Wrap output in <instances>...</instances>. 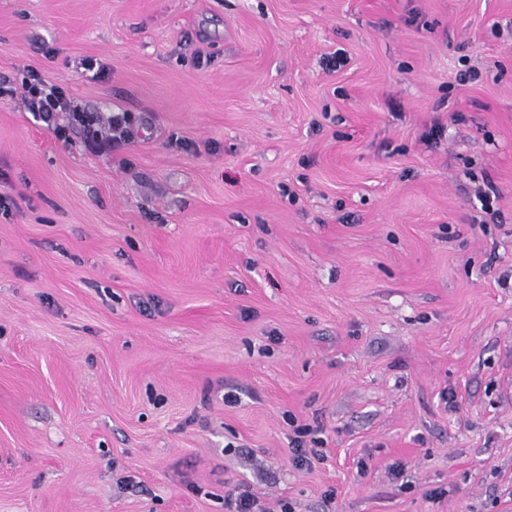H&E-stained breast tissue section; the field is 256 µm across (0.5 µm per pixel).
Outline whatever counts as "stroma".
<instances>
[{
  "mask_svg": "<svg viewBox=\"0 0 512 512\" xmlns=\"http://www.w3.org/2000/svg\"><path fill=\"white\" fill-rule=\"evenodd\" d=\"M31 69L135 124L0 98V512H512V0H0ZM21 88L25 110L56 139L67 141L69 133L79 128L92 141L112 142V146L128 143L135 122L132 112L112 111L106 117L101 112H85L63 87L48 84L33 70L22 79ZM307 431L308 430L304 428L296 429L294 433L297 434V436L290 442L291 448H289V451L292 454L293 461L299 467L303 465L310 466L313 464L314 460L320 462L324 459V451L322 449L305 448V442L302 437Z\"/></svg>",
  "mask_w": 512,
  "mask_h": 512,
  "instance_id": "35a3bbf8",
  "label": "stroma"
}]
</instances>
